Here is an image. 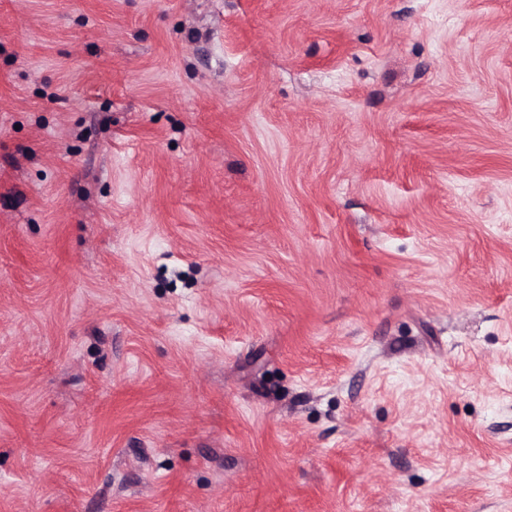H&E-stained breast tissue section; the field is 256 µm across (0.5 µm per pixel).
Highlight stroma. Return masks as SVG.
I'll return each instance as SVG.
<instances>
[{
    "instance_id": "35a3bbf8",
    "label": "stroma",
    "mask_w": 512,
    "mask_h": 512,
    "mask_svg": "<svg viewBox=\"0 0 512 512\" xmlns=\"http://www.w3.org/2000/svg\"><path fill=\"white\" fill-rule=\"evenodd\" d=\"M0 512H512V0H0Z\"/></svg>"
}]
</instances>
